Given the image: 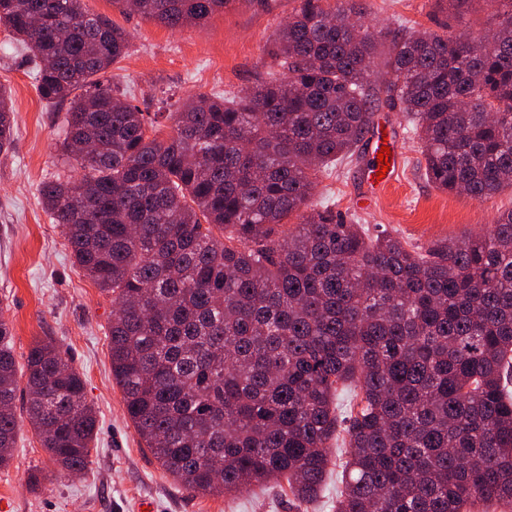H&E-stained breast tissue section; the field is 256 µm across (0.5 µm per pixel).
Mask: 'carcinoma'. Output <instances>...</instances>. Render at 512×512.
<instances>
[{"mask_svg":"<svg viewBox=\"0 0 512 512\" xmlns=\"http://www.w3.org/2000/svg\"><path fill=\"white\" fill-rule=\"evenodd\" d=\"M172 29L230 0H126ZM494 33L386 28L359 0H300L270 55L277 73L198 94L157 136L112 85L128 35L83 0H0V26L68 103L65 161L44 183L73 263L112 297V380L145 447L187 489L232 495L284 479L316 497L342 440L336 512L512 506V209L493 229L423 254L311 208L319 174L360 151L380 108L423 144L437 189L512 190V0ZM388 79L371 81L378 43ZM0 87V152L13 141ZM97 144L91 156L79 144ZM300 222L288 228V218ZM12 330L0 316V468L19 426ZM22 412L60 472L84 470L97 418L51 336L26 359ZM359 392L336 405L337 384Z\"/></svg>","mask_w":512,"mask_h":512,"instance_id":"obj_1","label":"carcinoma"}]
</instances>
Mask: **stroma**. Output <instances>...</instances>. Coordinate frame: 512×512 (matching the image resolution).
I'll return each mask as SVG.
<instances>
[{
    "instance_id": "obj_1",
    "label": "stroma",
    "mask_w": 512,
    "mask_h": 512,
    "mask_svg": "<svg viewBox=\"0 0 512 512\" xmlns=\"http://www.w3.org/2000/svg\"><path fill=\"white\" fill-rule=\"evenodd\" d=\"M299 0H235L202 25L171 30L115 0H84L88 12L108 16L129 36L128 53L113 65V84L130 101L155 114L161 135L171 124L158 113L159 99L178 104L204 93L226 95L265 79L269 54ZM364 24L480 34L496 21L492 0H474L452 16L444 0H361ZM0 85L10 94L14 140L0 152V312L13 326L17 380L26 382V357L34 342L54 337L82 374L97 412L96 441L86 469L54 476V465L28 422H21L8 468L0 469V512H336L342 455H334L317 500L297 505L287 488L254 489L234 497L194 494L167 473L145 448L125 413L113 382L108 345L112 299L72 264L59 225L40 196L43 183L77 175L64 164L60 145L67 107L43 102L31 61L0 28ZM387 138L397 140L403 165L396 178L364 210L355 202L366 191V160L327 172L313 199L337 217L384 230L407 248L461 240L489 230L500 211L512 208L507 191L478 202L437 189L424 176L421 143L410 138L398 112L379 115ZM40 483H31V475Z\"/></svg>"
}]
</instances>
